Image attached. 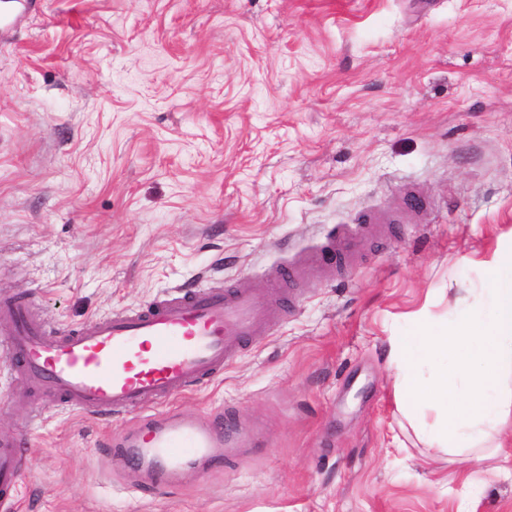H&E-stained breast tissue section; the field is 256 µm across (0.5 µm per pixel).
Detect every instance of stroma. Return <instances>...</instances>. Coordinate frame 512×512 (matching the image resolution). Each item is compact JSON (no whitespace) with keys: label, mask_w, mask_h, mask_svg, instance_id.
<instances>
[{"label":"stroma","mask_w":512,"mask_h":512,"mask_svg":"<svg viewBox=\"0 0 512 512\" xmlns=\"http://www.w3.org/2000/svg\"><path fill=\"white\" fill-rule=\"evenodd\" d=\"M37 4L0 35V295L59 328L197 282L272 303L337 225L388 231L170 401L235 408L251 445L155 493L100 446L137 414L61 406L0 355V435L28 430L0 512H512V460L425 447L386 360L512 244V0Z\"/></svg>","instance_id":"stroma-1"}]
</instances>
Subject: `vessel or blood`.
<instances>
[{"mask_svg": "<svg viewBox=\"0 0 512 512\" xmlns=\"http://www.w3.org/2000/svg\"><path fill=\"white\" fill-rule=\"evenodd\" d=\"M376 225L328 236L312 263L340 264L357 251ZM275 316L250 288L222 292L190 286L137 311L115 312L66 330L42 321L32 304L0 298V350L43 396L87 415L140 413L141 427L161 453L146 471L159 490L173 479L174 460L212 449L213 467L224 465L219 449L237 433L232 409L200 427L157 405L207 384L247 342L265 335ZM25 435L0 438V499H10L22 475ZM105 445L137 467L139 436L119 435Z\"/></svg>", "mask_w": 512, "mask_h": 512, "instance_id": "1", "label": "vessel or blood"}]
</instances>
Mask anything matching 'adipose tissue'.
<instances>
[{
  "label": "adipose tissue",
  "instance_id": "obj_1",
  "mask_svg": "<svg viewBox=\"0 0 512 512\" xmlns=\"http://www.w3.org/2000/svg\"><path fill=\"white\" fill-rule=\"evenodd\" d=\"M489 267L490 287L454 300L445 321L415 315L388 350L398 400L418 439L466 459L501 448L498 435L512 420V245Z\"/></svg>",
  "mask_w": 512,
  "mask_h": 512
}]
</instances>
